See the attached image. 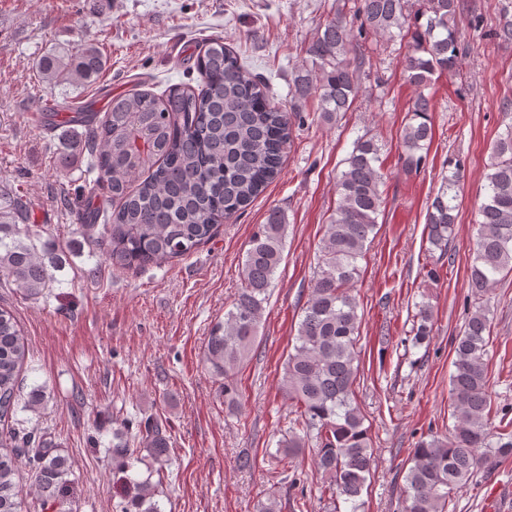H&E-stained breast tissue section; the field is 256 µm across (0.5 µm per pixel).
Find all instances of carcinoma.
<instances>
[{"label":"carcinoma","mask_w":512,"mask_h":512,"mask_svg":"<svg viewBox=\"0 0 512 512\" xmlns=\"http://www.w3.org/2000/svg\"><path fill=\"white\" fill-rule=\"evenodd\" d=\"M424 10L409 22L406 0H357L358 30L341 10L317 30L305 53L311 68L294 76L289 111L271 105L263 77L246 70L216 37L189 56L200 89L174 87L165 95L133 91L112 97L103 117L78 112L65 119L84 132L71 140L87 152L98 176L78 189L83 199L77 233L97 246L115 268H144L190 255L208 241L224 218L246 208L282 171L291 148L290 113L309 99L326 121L349 111L358 95V73L366 40L412 26L404 58L407 81L417 94L401 134L404 164L419 169L432 138V97L425 93L434 75L456 72L461 0H423ZM107 60L98 47L84 44L66 54L48 53L38 62L53 85H92ZM381 148L360 137L336 179L338 199L325 225L321 266L301 309L293 351L283 382L296 417L277 452L292 459L312 443L314 463L328 489L352 504L371 473L374 456L354 385L360 373L357 342L359 304L352 291L359 260L374 233L383 203ZM487 194L479 208L470 288L475 297L454 347L450 376L454 426L446 437L421 439L404 475V512H447L452 492L466 485L491 457L512 456L508 422L495 430L488 391L491 321L483 296L497 276L512 271V127L493 148ZM461 162L448 159V176L427 207L430 248L444 255L454 231ZM44 225L34 219L31 199L20 190L0 188V279L37 297L54 281L33 239ZM287 222L272 209L252 236L243 263L244 288L232 308L210 330L204 364L223 380L227 412L238 408L234 372L252 351L264 304L283 259ZM413 343L430 336V315L422 308ZM28 343L13 313L0 308V512H22L20 464L31 465L33 485L44 509L57 512L68 496V460L54 453L43 436L17 418L20 372ZM146 451L161 472L169 464L166 430L159 420L138 424L134 436H113L112 463L126 471ZM150 483L139 486L138 512H161Z\"/></svg>","instance_id":"1"}]
</instances>
